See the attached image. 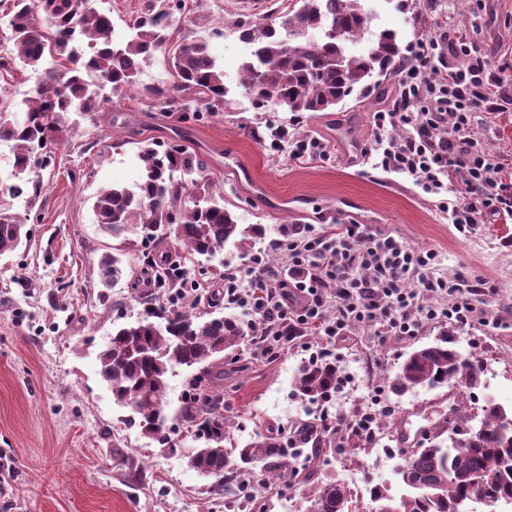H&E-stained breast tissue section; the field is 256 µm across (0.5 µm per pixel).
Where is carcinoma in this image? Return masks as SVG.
I'll list each match as a JSON object with an SVG mask.
<instances>
[{"label": "carcinoma", "mask_w": 512, "mask_h": 512, "mask_svg": "<svg viewBox=\"0 0 512 512\" xmlns=\"http://www.w3.org/2000/svg\"><path fill=\"white\" fill-rule=\"evenodd\" d=\"M98 0H12L0 14V25L22 63L41 71L44 80L21 101V117L0 122V140L11 144L18 182L0 183V198L36 196L42 188L39 172L52 163V146L74 128L70 114L107 112L137 86L145 63L162 54L175 74L170 92L155 93L156 108L169 112L214 113L228 103L231 89L224 70L204 42L192 41L167 53L169 20L182 0H166L135 21L125 36L115 34L112 19ZM302 5L272 23L239 27V39L249 46L239 86L260 112L280 109L298 117L325 112L354 95L366 98L380 91L382 79L396 73L401 60L398 35L384 29L363 51L349 45L369 33L372 11L362 0H300ZM139 179L131 185L103 189L93 202L101 230L118 240L98 261L103 287L123 275V256L141 240L149 257L141 270L146 282L164 269L170 280L182 272L168 263L167 245L174 242L191 256L209 257L228 243L245 250L250 237L262 233L258 224L243 226L224 206L208 178L203 159L181 144L164 149L152 143L136 154ZM18 217L0 206V257L17 251ZM203 314L163 309L162 322L139 319L112 329L98 354L100 375L115 404L133 412L130 422L163 446H171L166 405V376L177 368L195 369L202 376L189 380L190 390L180 407L182 421L194 428L202 446L188 458V466L214 478L213 489L224 504L238 503L240 482L256 477L250 512H260L262 493L299 476L294 460L310 462L325 448H336L337 432L321 421H300L290 427H270L242 446L230 442L224 422V357L239 351L252 338L255 323L224 313L220 301ZM483 366L441 333L434 343L413 351L393 381L399 394L419 386L471 389L481 383ZM342 369L334 361H310L293 378L297 396L309 402L336 394ZM504 408L483 409L481 419L461 406L451 407L433 428L430 440L402 453L394 469L403 488L399 497L386 485H376L370 499L377 512H463L477 500L497 512L512 502V428L503 430ZM478 424H472V421ZM448 438H443V435ZM312 443L311 452L302 446ZM296 446L288 452V445ZM112 468L131 477L142 472L133 454L112 448ZM308 484V512H353L351 490L336 480Z\"/></svg>", "instance_id": "carcinoma-1"}]
</instances>
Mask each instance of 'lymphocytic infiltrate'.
Listing matches in <instances>:
<instances>
[{
	"label": "lymphocytic infiltrate",
	"instance_id": "lymphocytic-infiltrate-1",
	"mask_svg": "<svg viewBox=\"0 0 512 512\" xmlns=\"http://www.w3.org/2000/svg\"><path fill=\"white\" fill-rule=\"evenodd\" d=\"M478 31L450 34L440 30L417 44L400 71V91L392 104L374 115L381 134L374 150L379 165L411 177L438 197L453 224L466 229L491 217H512V183L501 176L502 162L489 155L474 134L477 110L500 112L511 96L488 75L489 60L475 49ZM452 47L464 62L443 61ZM409 126L406 136L390 129ZM437 254L390 234L370 235L361 224H340L329 232L306 225L288 235V268L267 266L252 256L257 278L251 288H224V302L246 308L267 325L269 340L258 348L276 357L288 343L315 328L326 343L351 335L355 327H374L378 336H412L423 323L460 327L478 320L474 292L493 295L486 279L462 288L433 273ZM281 285L272 293L270 285ZM439 296L424 303L425 294ZM334 314H327L328 302Z\"/></svg>",
	"mask_w": 512,
	"mask_h": 512
}]
</instances>
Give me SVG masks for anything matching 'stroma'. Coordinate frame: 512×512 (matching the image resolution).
Segmentation results:
<instances>
[{
    "label": "stroma",
    "instance_id": "35a3bbf8",
    "mask_svg": "<svg viewBox=\"0 0 512 512\" xmlns=\"http://www.w3.org/2000/svg\"><path fill=\"white\" fill-rule=\"evenodd\" d=\"M281 2L271 0L260 14L247 16L235 11L233 0H183L169 46L205 40L233 88L231 104L200 121L158 111L148 91L170 89L175 76L163 57H156L145 64L139 87L111 112L80 118L75 132L54 145L40 195L9 199L12 212L31 224L26 247L0 258V455L15 463L9 493L0 495V512H224L223 501L210 492L211 478L187 466L198 441L183 433L178 447L169 449L145 437L129 425V409L114 403L99 374L97 355L115 325L147 317L168 303L164 290H156L157 300L150 303L144 288L134 287L140 256L125 257L130 271L112 288H102L98 274V259L111 250L113 239L100 230L92 203L102 189L137 179L136 152L146 139L179 142L206 162L239 223L264 228L253 248L281 238L284 228L321 225L322 211L335 209L341 223L363 224L435 250L436 276L486 277L497 287L481 303L489 319L485 325L444 330L429 323L417 335L382 342L370 327H357L331 348L345 380L326 402L302 401L292 388L295 370L309 359L310 348L321 344L315 332L298 337L272 359L243 345L237 363L224 368V420L236 439L247 441L272 425L348 414L380 397L394 420L389 453L344 447L313 465L315 477L343 482L355 493L360 512H372L368 487L394 479L397 423L417 407L424 410L416 420L421 427L436 423L440 413L441 389L398 395L392 381L410 353L444 331L484 362L482 386L465 399L469 413L481 415L489 404L512 411V222L500 218L459 232L412 178L363 163L361 151L373 146L375 135L369 100L351 99L298 118L281 111L256 116L236 89L246 54L236 28L278 16ZM365 4L376 13L373 30H395L404 47L428 41L440 29L479 26L483 36L476 48L488 55L491 71H498L499 56L512 50V0H437L413 14L395 0ZM279 127L293 137L319 138L328 158L284 157L271 145ZM474 131L482 147L503 163V178L512 182V111L478 113ZM340 139L354 142V149L339 151ZM246 261V254L230 245L223 260L193 258L196 289L180 307L206 311L211 295L224 286L225 265ZM116 447L142 461L139 479L113 469Z\"/></svg>",
    "mask_w": 512,
    "mask_h": 512
}]
</instances>
